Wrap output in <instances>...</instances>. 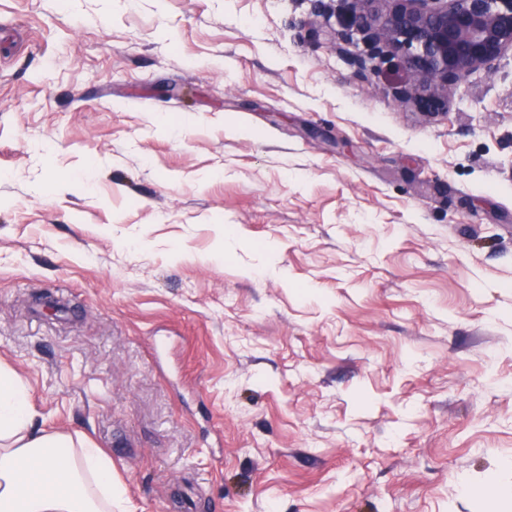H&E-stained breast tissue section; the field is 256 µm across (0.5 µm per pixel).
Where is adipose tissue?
Returning a JSON list of instances; mask_svg holds the SVG:
<instances>
[{
  "label": "adipose tissue",
  "instance_id": "ef3b65f1",
  "mask_svg": "<svg viewBox=\"0 0 512 512\" xmlns=\"http://www.w3.org/2000/svg\"><path fill=\"white\" fill-rule=\"evenodd\" d=\"M112 461L39 427L23 380L0 369V512H112Z\"/></svg>",
  "mask_w": 512,
  "mask_h": 512
}]
</instances>
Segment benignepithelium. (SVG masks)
<instances>
[{
	"label": "benign epithelium",
	"mask_w": 512,
	"mask_h": 512,
	"mask_svg": "<svg viewBox=\"0 0 512 512\" xmlns=\"http://www.w3.org/2000/svg\"><path fill=\"white\" fill-rule=\"evenodd\" d=\"M348 30L378 54H398L412 77L407 96L449 109L457 84L494 73L512 54V0H345Z\"/></svg>",
	"instance_id": "benign-epithelium-1"
}]
</instances>
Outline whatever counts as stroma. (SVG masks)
<instances>
[{
	"instance_id": "obj_1",
	"label": "stroma",
	"mask_w": 512,
	"mask_h": 512,
	"mask_svg": "<svg viewBox=\"0 0 512 512\" xmlns=\"http://www.w3.org/2000/svg\"><path fill=\"white\" fill-rule=\"evenodd\" d=\"M329 27L0 0V366L130 512L512 501V56L433 115Z\"/></svg>"
}]
</instances>
